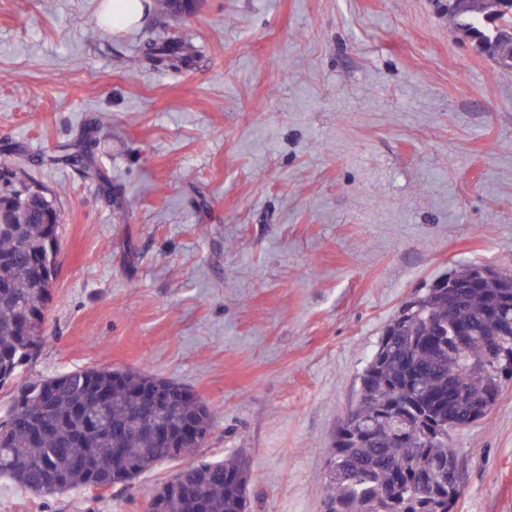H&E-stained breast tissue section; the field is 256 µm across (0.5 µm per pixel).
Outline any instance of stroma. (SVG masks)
Returning a JSON list of instances; mask_svg holds the SVG:
<instances>
[{"mask_svg": "<svg viewBox=\"0 0 512 512\" xmlns=\"http://www.w3.org/2000/svg\"><path fill=\"white\" fill-rule=\"evenodd\" d=\"M100 3L0 0V146L68 188L49 340L0 409L77 369L172 379L214 414L203 456L248 457L250 512H323L334 435L399 305L465 264L512 274V70L440 0H197L119 33ZM164 31L200 57L129 68ZM91 125L119 203L38 163ZM453 445L455 512H512V382ZM180 467L43 497L0 479V512H142Z\"/></svg>", "mask_w": 512, "mask_h": 512, "instance_id": "obj_1", "label": "stroma"}]
</instances>
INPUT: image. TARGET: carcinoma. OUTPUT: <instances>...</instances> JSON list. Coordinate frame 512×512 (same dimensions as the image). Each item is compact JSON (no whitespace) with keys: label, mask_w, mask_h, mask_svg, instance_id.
Segmentation results:
<instances>
[{"label":"carcinoma","mask_w":512,"mask_h":512,"mask_svg":"<svg viewBox=\"0 0 512 512\" xmlns=\"http://www.w3.org/2000/svg\"><path fill=\"white\" fill-rule=\"evenodd\" d=\"M505 0H465L448 8L457 28L505 68L512 43L493 27L512 28ZM194 54L180 38H150L130 57L133 68L175 69ZM63 163L94 181L110 200L112 179L98 166L88 137L57 146ZM33 182L0 163V387L48 341L44 328L60 245V192H31ZM447 288H422L387 324L359 376L358 399L332 448L324 512H453L461 495L452 435L481 420L512 380V275L482 266L448 273ZM464 336L457 348L454 339ZM476 361L480 367L468 368ZM162 388L153 419L180 437L159 448L140 429L142 388ZM184 388L139 371L78 369L28 385L0 422V477L36 495L129 483L163 460H182L205 445L214 427L206 403L182 400ZM192 423L196 434L181 436ZM181 491L166 482L151 491L153 512H185L192 493L203 512H246L249 467L233 453L180 471Z\"/></svg>","instance_id":"cac0c4a2"}]
</instances>
